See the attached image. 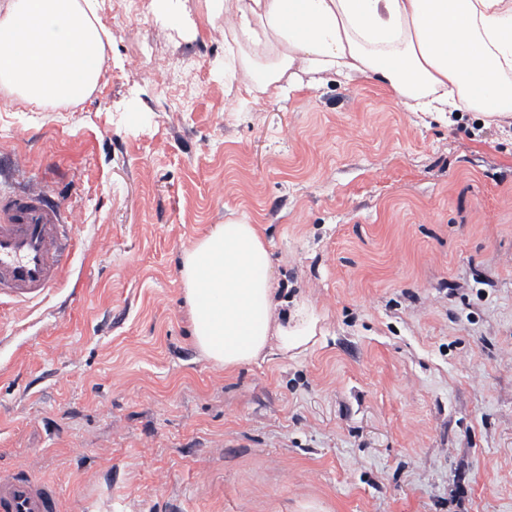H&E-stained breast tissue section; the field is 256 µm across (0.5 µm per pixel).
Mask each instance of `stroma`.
<instances>
[{
  "label": "stroma",
  "mask_w": 512,
  "mask_h": 512,
  "mask_svg": "<svg viewBox=\"0 0 512 512\" xmlns=\"http://www.w3.org/2000/svg\"><path fill=\"white\" fill-rule=\"evenodd\" d=\"M93 93L0 89V185L80 214L40 303L0 304V468L60 512H512V132L396 103L377 77L246 102L224 15L96 0ZM196 61L166 92L148 70ZM24 165H11L15 155ZM264 225L316 334L233 374L180 277L212 225Z\"/></svg>",
  "instance_id": "35a3bbf8"
}]
</instances>
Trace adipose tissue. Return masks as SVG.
I'll return each instance as SVG.
<instances>
[{
  "mask_svg": "<svg viewBox=\"0 0 512 512\" xmlns=\"http://www.w3.org/2000/svg\"><path fill=\"white\" fill-rule=\"evenodd\" d=\"M229 21L248 95L278 99L304 74L313 85L372 74L407 110L512 126V0H235ZM104 33L91 0H0V86L26 102H83ZM180 274L194 343L225 372L315 334L304 306L292 323L277 313L262 225H215Z\"/></svg>",
  "mask_w": 512,
  "mask_h": 512,
  "instance_id": "obj_1",
  "label": "adipose tissue"
}]
</instances>
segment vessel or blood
I'll list each match as a JSON object with an SVG mask.
<instances>
[{
	"instance_id": "obj_1",
	"label": "vessel or blood",
	"mask_w": 512,
	"mask_h": 512,
	"mask_svg": "<svg viewBox=\"0 0 512 512\" xmlns=\"http://www.w3.org/2000/svg\"><path fill=\"white\" fill-rule=\"evenodd\" d=\"M72 226L66 206L49 195L0 192V298L23 306L41 299L70 262ZM0 512H59V493L25 470H1Z\"/></svg>"
}]
</instances>
